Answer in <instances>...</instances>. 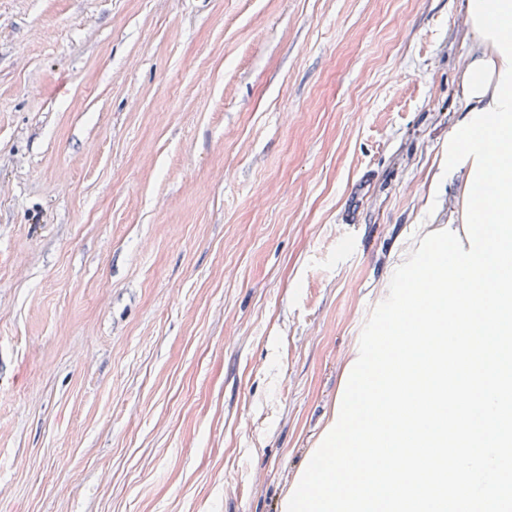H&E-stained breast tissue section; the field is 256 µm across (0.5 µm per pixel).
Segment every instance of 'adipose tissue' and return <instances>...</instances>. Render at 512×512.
<instances>
[{"label":"adipose tissue","mask_w":512,"mask_h":512,"mask_svg":"<svg viewBox=\"0 0 512 512\" xmlns=\"http://www.w3.org/2000/svg\"><path fill=\"white\" fill-rule=\"evenodd\" d=\"M503 71L502 56L492 41L475 38L467 56L461 85L466 110H479L488 106Z\"/></svg>","instance_id":"adipose-tissue-1"}]
</instances>
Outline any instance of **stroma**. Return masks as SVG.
Returning a JSON list of instances; mask_svg holds the SVG:
<instances>
[{"instance_id":"1","label":"stroma","mask_w":512,"mask_h":512,"mask_svg":"<svg viewBox=\"0 0 512 512\" xmlns=\"http://www.w3.org/2000/svg\"><path fill=\"white\" fill-rule=\"evenodd\" d=\"M465 4L0 0V512H282L460 207Z\"/></svg>"}]
</instances>
